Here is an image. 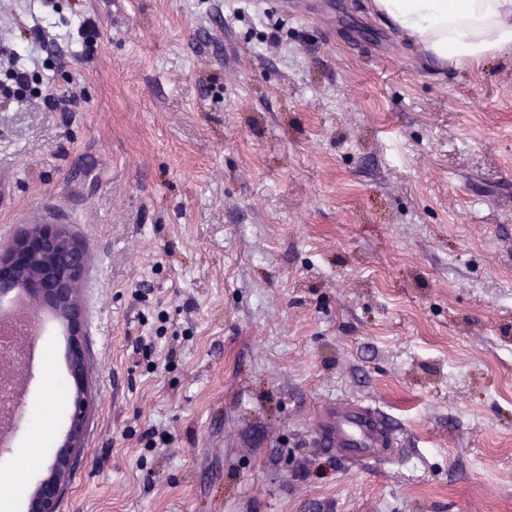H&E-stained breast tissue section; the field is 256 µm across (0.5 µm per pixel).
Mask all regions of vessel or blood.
<instances>
[{
    "mask_svg": "<svg viewBox=\"0 0 512 512\" xmlns=\"http://www.w3.org/2000/svg\"><path fill=\"white\" fill-rule=\"evenodd\" d=\"M317 431L336 457L350 463L382 465L393 461L399 451L380 409L368 400L330 404L320 415Z\"/></svg>",
    "mask_w": 512,
    "mask_h": 512,
    "instance_id": "b4317fda",
    "label": "vessel or blood"
}]
</instances>
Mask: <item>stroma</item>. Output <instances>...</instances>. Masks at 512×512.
<instances>
[{"label":"stroma","mask_w":512,"mask_h":512,"mask_svg":"<svg viewBox=\"0 0 512 512\" xmlns=\"http://www.w3.org/2000/svg\"><path fill=\"white\" fill-rule=\"evenodd\" d=\"M278 2L0 0V47L78 102L0 105V244L50 212L88 246L59 512H512V54L443 70L371 0ZM0 317L43 366L6 473L66 432L69 338ZM353 396L396 462L320 443Z\"/></svg>","instance_id":"1"}]
</instances>
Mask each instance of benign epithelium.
Returning <instances> with one entry per match:
<instances>
[{
  "label": "benign epithelium",
  "instance_id": "7a95c632",
  "mask_svg": "<svg viewBox=\"0 0 512 512\" xmlns=\"http://www.w3.org/2000/svg\"><path fill=\"white\" fill-rule=\"evenodd\" d=\"M87 255V245L65 224H30L6 246H0V298L16 291L28 294L36 309L54 314L70 338L68 430L31 493L28 512H59L62 493L73 477L72 461L83 446L85 423L92 409L81 340L83 315L78 302V284L85 272Z\"/></svg>",
  "mask_w": 512,
  "mask_h": 512
}]
</instances>
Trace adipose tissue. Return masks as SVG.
<instances>
[{
    "label": "adipose tissue",
    "instance_id": "1",
    "mask_svg": "<svg viewBox=\"0 0 512 512\" xmlns=\"http://www.w3.org/2000/svg\"><path fill=\"white\" fill-rule=\"evenodd\" d=\"M372 6L444 68L512 52V0H372Z\"/></svg>",
    "mask_w": 512,
    "mask_h": 512
}]
</instances>
